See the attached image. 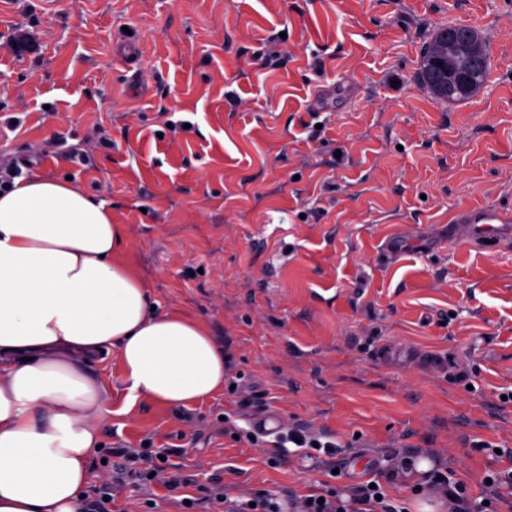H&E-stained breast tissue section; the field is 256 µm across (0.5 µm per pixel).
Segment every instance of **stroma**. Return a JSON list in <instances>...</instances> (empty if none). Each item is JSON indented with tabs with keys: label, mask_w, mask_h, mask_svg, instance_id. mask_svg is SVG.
I'll return each instance as SVG.
<instances>
[{
	"label": "stroma",
	"mask_w": 512,
	"mask_h": 512,
	"mask_svg": "<svg viewBox=\"0 0 512 512\" xmlns=\"http://www.w3.org/2000/svg\"><path fill=\"white\" fill-rule=\"evenodd\" d=\"M468 25L491 69L444 104L417 83L437 28ZM18 121L5 128L7 119ZM71 177L124 225L159 311L224 351L225 389L129 412L117 353L103 448L170 449L178 487L89 463L119 512H218L267 495L416 498L428 457L494 512L512 490V0H9L0 6V166ZM335 436L271 456L244 430ZM505 456H497V449Z\"/></svg>",
	"instance_id": "stroma-1"
}]
</instances>
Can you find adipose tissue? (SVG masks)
<instances>
[{"instance_id": "1", "label": "adipose tissue", "mask_w": 512, "mask_h": 512, "mask_svg": "<svg viewBox=\"0 0 512 512\" xmlns=\"http://www.w3.org/2000/svg\"><path fill=\"white\" fill-rule=\"evenodd\" d=\"M112 209L41 174L0 189V512H78L118 353L128 401L186 408L224 388L200 323L153 311Z\"/></svg>"}]
</instances>
